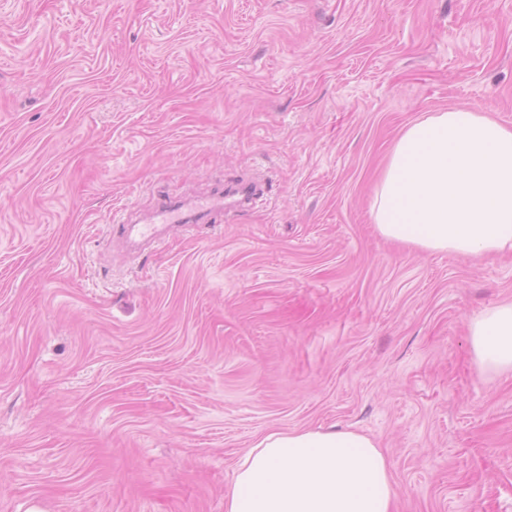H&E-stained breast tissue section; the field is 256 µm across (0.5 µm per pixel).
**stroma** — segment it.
Listing matches in <instances>:
<instances>
[{"label": "stroma", "mask_w": 512, "mask_h": 512, "mask_svg": "<svg viewBox=\"0 0 512 512\" xmlns=\"http://www.w3.org/2000/svg\"><path fill=\"white\" fill-rule=\"evenodd\" d=\"M512 126V0H0V512H224L271 429L384 451L394 512H512V255L371 222L420 114ZM255 176L129 255L114 216ZM470 336L481 371L512 373V303L495 305L473 319Z\"/></svg>", "instance_id": "obj_1"}]
</instances>
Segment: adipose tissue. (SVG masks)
Here are the masks:
<instances>
[{
	"instance_id": "1",
	"label": "adipose tissue",
	"mask_w": 512,
	"mask_h": 512,
	"mask_svg": "<svg viewBox=\"0 0 512 512\" xmlns=\"http://www.w3.org/2000/svg\"><path fill=\"white\" fill-rule=\"evenodd\" d=\"M369 213L410 250L512 253V126L468 109L422 114L394 142ZM470 336L481 371L512 373V303L473 319ZM391 469L353 430H272L236 463L224 512H392Z\"/></svg>"
}]
</instances>
